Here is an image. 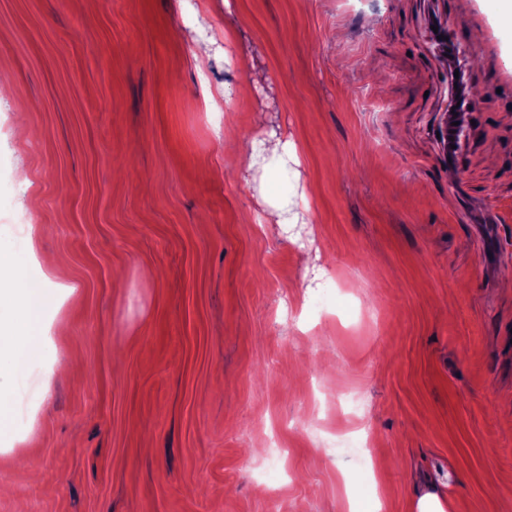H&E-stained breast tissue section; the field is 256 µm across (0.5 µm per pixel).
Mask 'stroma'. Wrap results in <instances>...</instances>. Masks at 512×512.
Returning a JSON list of instances; mask_svg holds the SVG:
<instances>
[{"label":"stroma","mask_w":512,"mask_h":512,"mask_svg":"<svg viewBox=\"0 0 512 512\" xmlns=\"http://www.w3.org/2000/svg\"><path fill=\"white\" fill-rule=\"evenodd\" d=\"M503 20L491 0H0V239L34 244L33 287L65 270L0 424V512H353L362 464L373 512L429 491L504 512ZM436 26L480 96L455 166ZM279 128L302 148L283 228L236 170ZM361 430L364 460L335 450Z\"/></svg>","instance_id":"obj_1"}]
</instances>
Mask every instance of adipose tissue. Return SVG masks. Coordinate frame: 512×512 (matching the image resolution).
<instances>
[{
  "label": "adipose tissue",
  "instance_id": "1",
  "mask_svg": "<svg viewBox=\"0 0 512 512\" xmlns=\"http://www.w3.org/2000/svg\"><path fill=\"white\" fill-rule=\"evenodd\" d=\"M300 148L287 132H273L254 137L248 150L241 153L236 168L247 177L256 173L267 175L299 162ZM22 261L0 242V280L7 287L0 289V405L9 400V382L14 374L13 352L39 333L37 313L40 305L50 303L49 288L32 292L18 287Z\"/></svg>",
  "mask_w": 512,
  "mask_h": 512
}]
</instances>
